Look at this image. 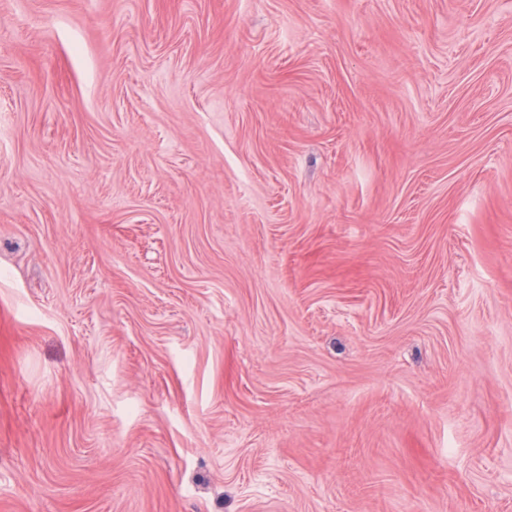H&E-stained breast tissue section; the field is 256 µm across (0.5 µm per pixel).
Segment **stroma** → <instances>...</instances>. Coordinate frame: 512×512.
Returning a JSON list of instances; mask_svg holds the SVG:
<instances>
[{
    "mask_svg": "<svg viewBox=\"0 0 512 512\" xmlns=\"http://www.w3.org/2000/svg\"><path fill=\"white\" fill-rule=\"evenodd\" d=\"M0 512H512V0H0Z\"/></svg>",
    "mask_w": 512,
    "mask_h": 512,
    "instance_id": "obj_1",
    "label": "stroma"
}]
</instances>
